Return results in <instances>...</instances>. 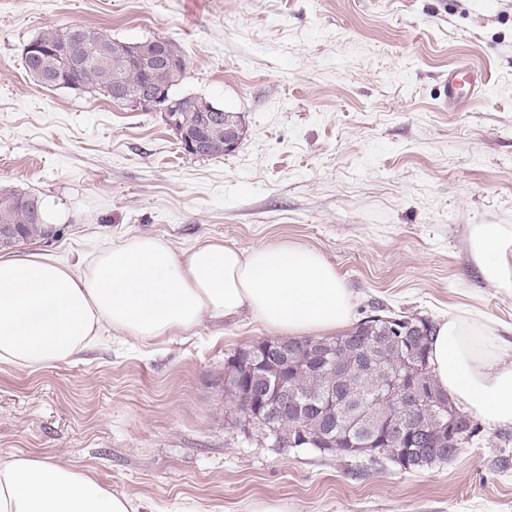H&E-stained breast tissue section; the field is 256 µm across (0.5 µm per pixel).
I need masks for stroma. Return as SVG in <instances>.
Instances as JSON below:
<instances>
[{"mask_svg":"<svg viewBox=\"0 0 512 512\" xmlns=\"http://www.w3.org/2000/svg\"><path fill=\"white\" fill-rule=\"evenodd\" d=\"M71 25L173 40L176 93L239 113L236 150L191 156L158 113L35 84L23 47ZM462 62L489 88L441 111L440 76ZM0 190L53 213L52 235L17 255L75 265L132 234L177 252L284 240L335 266L356 320L438 322L466 305L511 326L512 296L482 279L468 236L512 225V0H0ZM268 337L245 315L36 372L0 364V456L70 464L164 512L185 498L209 512H512V444L490 428L410 472L243 430L224 361Z\"/></svg>","mask_w":512,"mask_h":512,"instance_id":"35a3bbf8","label":"stroma"}]
</instances>
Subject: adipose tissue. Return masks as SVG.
<instances>
[{
    "label": "adipose tissue",
    "mask_w": 512,
    "mask_h": 512,
    "mask_svg": "<svg viewBox=\"0 0 512 512\" xmlns=\"http://www.w3.org/2000/svg\"><path fill=\"white\" fill-rule=\"evenodd\" d=\"M483 279L512 293V226L476 224ZM249 313L270 333L324 336L353 320V295L318 251L265 243L242 251L210 239L182 253L133 235L72 267L43 254L0 256V364L39 371L78 360L104 330L149 341ZM497 320L460 309L436 329L439 389L491 428L512 425V339ZM140 500L67 464L0 457V512H140Z\"/></svg>",
    "instance_id": "1"
}]
</instances>
